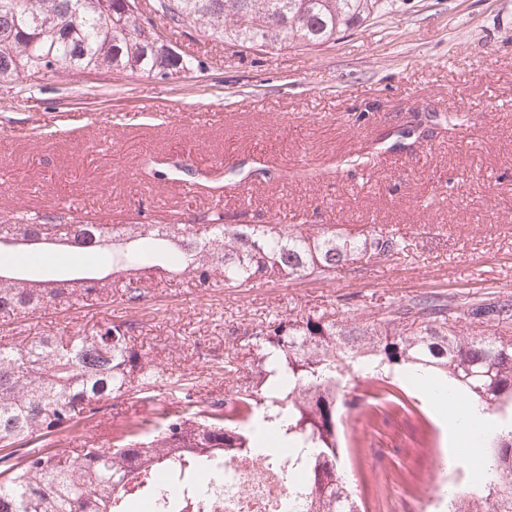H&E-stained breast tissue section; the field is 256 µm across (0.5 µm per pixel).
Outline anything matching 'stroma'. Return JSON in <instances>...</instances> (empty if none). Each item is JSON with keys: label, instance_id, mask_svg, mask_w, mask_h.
Returning a JSON list of instances; mask_svg holds the SVG:
<instances>
[{"label": "stroma", "instance_id": "obj_1", "mask_svg": "<svg viewBox=\"0 0 512 512\" xmlns=\"http://www.w3.org/2000/svg\"><path fill=\"white\" fill-rule=\"evenodd\" d=\"M194 67L173 79L22 78L0 85V222L177 219L335 224L393 232L408 248L330 281L259 280L205 290L115 275L110 296L0 326L6 336L131 322L146 352L201 373L223 360L227 320L321 312L361 316L390 298L512 292V0H395L317 47L256 52L173 32ZM139 289L141 302L126 293ZM417 417L389 403L394 473L459 468L460 450L421 389Z\"/></svg>", "mask_w": 512, "mask_h": 512}]
</instances>
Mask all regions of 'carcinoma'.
Returning <instances> with one entry per match:
<instances>
[{"instance_id": "carcinoma-1", "label": "carcinoma", "mask_w": 512, "mask_h": 512, "mask_svg": "<svg viewBox=\"0 0 512 512\" xmlns=\"http://www.w3.org/2000/svg\"><path fill=\"white\" fill-rule=\"evenodd\" d=\"M93 0H0V83L47 74L169 77L189 70L192 58L173 53L168 36L146 32L139 19L109 0L103 14ZM390 0H155L162 32H194L240 48L319 46L385 9ZM95 238V252H112L115 272L132 274L144 248L171 275L204 287L221 280L251 288L260 279L333 280L407 249L392 233L350 234L334 225L286 224H0V247L54 249L58 237ZM22 277L0 270V320L5 322L102 296L74 278ZM251 354L246 367L227 359L207 379H175L130 334L107 324L67 336H0V512H125L127 487L148 499L165 497V512H182L185 499L163 493L159 473L189 478L222 470L234 448H255L258 412H271L287 452L315 440L306 459L311 481L336 478L347 490L339 452L340 407L333 380L341 369L367 368L365 376L391 401L412 411L397 393L395 368L434 372L465 389L477 407L504 428L492 439L491 473L476 472L474 489L457 491L456 512H512V294L424 297L392 302L368 319L353 303L318 314L275 311L242 324ZM173 383L183 401L143 432L112 430V443L52 450L48 444L79 420H95L112 399H156ZM310 512H366L351 497L332 493L310 501Z\"/></svg>"}]
</instances>
